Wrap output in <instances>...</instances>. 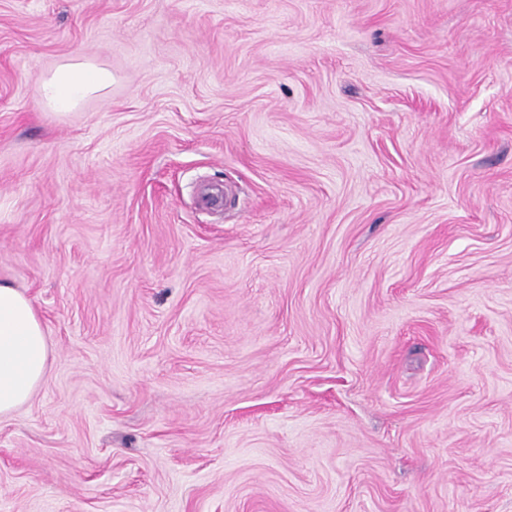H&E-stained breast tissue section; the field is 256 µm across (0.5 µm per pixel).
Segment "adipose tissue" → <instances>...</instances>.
<instances>
[{
  "mask_svg": "<svg viewBox=\"0 0 512 512\" xmlns=\"http://www.w3.org/2000/svg\"><path fill=\"white\" fill-rule=\"evenodd\" d=\"M112 74L88 59H73L40 79V95L67 113L104 92ZM48 335L34 301L0 282V417L26 403L46 376Z\"/></svg>",
  "mask_w": 512,
  "mask_h": 512,
  "instance_id": "obj_1",
  "label": "adipose tissue"
}]
</instances>
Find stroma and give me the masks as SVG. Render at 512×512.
I'll list each match as a JSON object with an SVG mask.
<instances>
[{"mask_svg":"<svg viewBox=\"0 0 512 512\" xmlns=\"http://www.w3.org/2000/svg\"><path fill=\"white\" fill-rule=\"evenodd\" d=\"M0 282V512H512V0H0ZM111 83L112 73L107 69L86 58L73 59L41 77L40 95L54 111L67 113ZM48 335L35 302L0 282V417L26 403L46 376Z\"/></svg>","mask_w":512,"mask_h":512,"instance_id":"obj_1","label":"stroma"}]
</instances>
